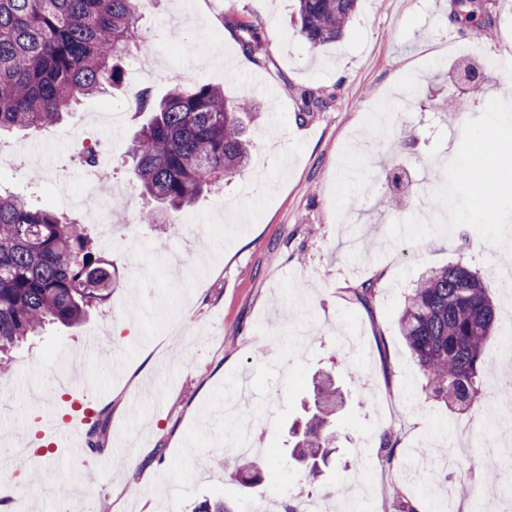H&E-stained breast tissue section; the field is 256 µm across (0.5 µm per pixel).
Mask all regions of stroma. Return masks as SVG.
Returning <instances> with one entry per match:
<instances>
[{"label": "stroma", "instance_id": "1", "mask_svg": "<svg viewBox=\"0 0 512 512\" xmlns=\"http://www.w3.org/2000/svg\"><path fill=\"white\" fill-rule=\"evenodd\" d=\"M492 25L474 39L452 15V0H360L343 38L318 48L296 33L295 0H149L139 15L141 41L124 59L115 91L83 99L61 124L21 130L0 148L25 158L0 164V187L29 204L75 214L85 193L77 136L97 139L112 165L98 196L122 194L112 236L99 241L112 265V294L73 327L50 326L16 350L0 371V457L14 461L13 497L21 512H71L76 497L96 512H190L224 500L228 512L313 493L338 504L336 486L356 487L368 512H394L396 493L424 490L407 465L424 456L436 486H453L447 512H507L512 457L504 477L471 468L478 439L512 446V417L484 421L481 410L447 415L422 392V373L398 330L410 288L428 269L462 263L490 284L501 319H512V267L502 253V216L512 217V176L497 181L488 209L457 212L468 226L459 243L445 224L419 222L418 201L462 168L485 133L483 99L449 81L457 50L474 60L512 61V0H478ZM261 27L265 56L253 60L227 30V19ZM212 85L226 97L248 89V165L182 212L142 223L146 206L128 145L141 126L134 96L173 81ZM327 105L303 113L305 99ZM447 103L444 112L434 111ZM404 181L408 209H387L386 193ZM184 225L193 235H180ZM376 279L373 311L348 301L351 288ZM111 332L112 354L82 358L89 332ZM69 355L102 435L101 473L87 472L84 448L53 458H19L4 436L21 438L42 411ZM333 376L336 452L323 482L307 485L285 460L291 425L313 409V381ZM251 381L245 412L263 481L241 485L238 453L224 439V406L234 384ZM398 443L385 462L380 434Z\"/></svg>", "mask_w": 512, "mask_h": 512}]
</instances>
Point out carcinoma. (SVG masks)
Instances as JSON below:
<instances>
[{"instance_id":"carcinoma-1","label":"carcinoma","mask_w":512,"mask_h":512,"mask_svg":"<svg viewBox=\"0 0 512 512\" xmlns=\"http://www.w3.org/2000/svg\"><path fill=\"white\" fill-rule=\"evenodd\" d=\"M299 35L315 48L342 37L358 0H296ZM457 22L476 38L487 24L470 0H452ZM137 0H0V134L47 128L60 122L77 100L124 83L121 58L138 45ZM249 56L266 53L260 30L226 22ZM254 99H235L210 85L172 86L160 99L146 88L136 109L148 114L130 147L141 194L173 210H185L200 195L220 188L248 161L242 116ZM466 172L448 174L436 194L439 208L456 204ZM112 292V265L87 227L53 210L34 208L0 193V355L48 324L81 323ZM378 282L349 291L352 304L373 310ZM399 332L426 378V390L451 412L488 402L483 346L498 327L489 287L479 274L456 263L425 272L408 294ZM315 411L296 432L291 458L308 484L319 482L334 439L338 392L323 374L314 382ZM105 422L85 433L89 453L99 454Z\"/></svg>"}]
</instances>
